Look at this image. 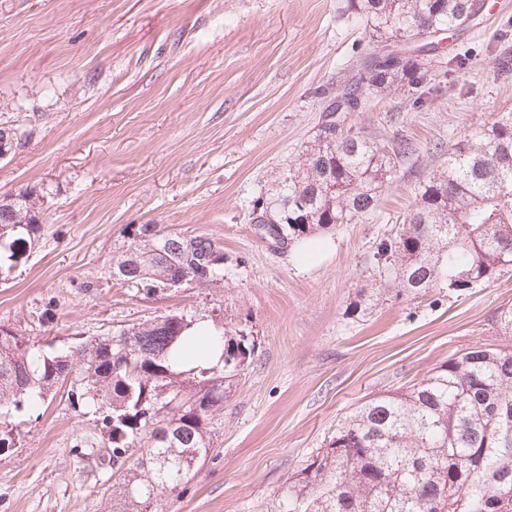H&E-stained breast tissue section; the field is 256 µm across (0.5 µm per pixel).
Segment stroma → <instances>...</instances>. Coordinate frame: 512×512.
Wrapping results in <instances>:
<instances>
[{
	"label": "stroma",
	"instance_id": "1",
	"mask_svg": "<svg viewBox=\"0 0 512 512\" xmlns=\"http://www.w3.org/2000/svg\"><path fill=\"white\" fill-rule=\"evenodd\" d=\"M345 0H0V127L23 132L0 160V200L39 199L42 235L0 282V323L35 346L67 347L168 313L217 321L255 343L224 401L219 449L160 512H279L288 480L325 447L363 399L426 378L485 344L508 347L490 318L512 304V267L462 298L365 301L375 257L414 202L434 147L512 109V0L429 55L448 90L423 108L377 98L347 122L417 147L416 164L376 214L319 235L329 249L308 267L301 243L263 237L254 204L281 194L290 166L317 141L329 96L370 52ZM470 53L446 73L449 58ZM203 235L224 249V277L207 288L152 295L114 285L113 258L129 225ZM102 285L84 291L83 282ZM15 447L0 451V512H107L110 450L93 407L58 394L15 416Z\"/></svg>",
	"mask_w": 512,
	"mask_h": 512
}]
</instances>
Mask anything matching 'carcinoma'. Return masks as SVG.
<instances>
[{"label":"carcinoma","instance_id":"cac0c4a2","mask_svg":"<svg viewBox=\"0 0 512 512\" xmlns=\"http://www.w3.org/2000/svg\"><path fill=\"white\" fill-rule=\"evenodd\" d=\"M346 12L366 21L371 54L400 35L462 27L485 0H346ZM369 95L417 92L426 104L448 88L408 58L392 69L362 61L348 85ZM324 126L335 139L318 142L289 170L282 193L259 207V222L283 227L280 243L318 228L356 224L376 213L400 168L416 148L402 134L379 141L345 126L332 100ZM413 208L393 236L379 243L380 285L386 292L425 295L435 288L461 296L512 266V111L468 131L448 159L414 186ZM37 200L23 193L0 205V280L27 262L41 237ZM132 242L112 261L115 284L149 293L171 283L206 288L224 270V248L209 237L167 232L157 224L131 230ZM182 250L169 261L131 260L161 241ZM512 336V305L491 316ZM194 320L179 313L79 338L46 353L0 323V448L15 446L9 419L51 401L65 381L68 398L96 407L112 440L109 512H149L153 498L195 476L216 451L224 397L254 344L224 337L222 366L182 368L172 352ZM512 512V349L476 345L402 390L361 402L336 424L326 447L291 477L286 512Z\"/></svg>","mask_w":512,"mask_h":512}]
</instances>
